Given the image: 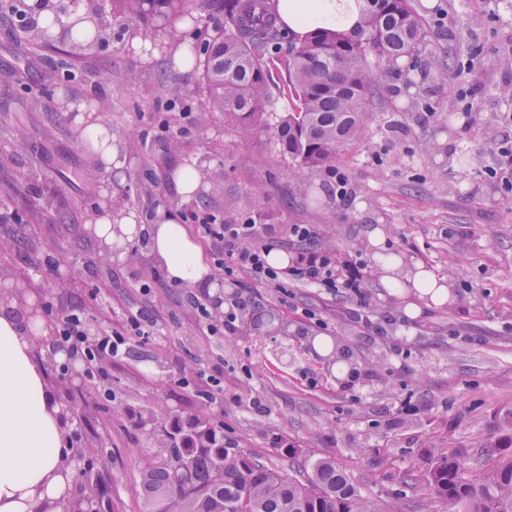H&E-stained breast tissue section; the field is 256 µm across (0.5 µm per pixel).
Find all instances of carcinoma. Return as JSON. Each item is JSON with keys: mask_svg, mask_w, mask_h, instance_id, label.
I'll return each mask as SVG.
<instances>
[{"mask_svg": "<svg viewBox=\"0 0 512 512\" xmlns=\"http://www.w3.org/2000/svg\"><path fill=\"white\" fill-rule=\"evenodd\" d=\"M113 19L141 34L165 27L177 41L196 9L222 18L216 35L203 42L193 64L201 71L206 112H222L243 132L263 129L283 154L301 168L333 169L340 150L365 134L369 97L399 75V60L420 64V73L448 80L456 60H437L427 51L426 19L415 0H362L360 21L351 30L319 29L288 47V81L278 92L293 107L274 117L271 66L278 58L284 27L277 0H104ZM21 0H0V20L15 19L18 44L27 59L42 58L48 33L29 37ZM90 36L66 41L59 62L76 79ZM160 451L143 458V496L153 512H398L382 510L362 496L336 463L315 458L304 478L286 476L250 456L217 430L202 413L171 428L151 429ZM478 479L465 477L468 453L451 447L433 458L426 487L444 512H512V436L494 444Z\"/></svg>", "mask_w": 512, "mask_h": 512, "instance_id": "cac0c4a2", "label": "carcinoma"}]
</instances>
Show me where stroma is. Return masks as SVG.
Here are the masks:
<instances>
[{
  "label": "stroma",
  "mask_w": 512,
  "mask_h": 512,
  "mask_svg": "<svg viewBox=\"0 0 512 512\" xmlns=\"http://www.w3.org/2000/svg\"><path fill=\"white\" fill-rule=\"evenodd\" d=\"M432 24L435 57L454 56L447 81H427L425 102L381 87L372 95L364 140L341 151L336 166L351 189L336 196L325 171H298L269 133L243 135L223 113L201 111L202 96L171 106L162 78L196 86L199 72L179 68L176 54L190 43L153 29L158 56L144 59L125 40L128 29L108 22L106 46L86 51L80 81L52 80L47 64L29 67L23 95L50 91L56 117L0 111L24 130L27 148L0 137V271L7 286L35 274L48 324L61 310L85 305L91 333L120 327L141 313L154 322L149 340L131 337L127 355L105 363L111 395L89 379L69 380L54 355V338L36 353L55 395L78 405L66 435L88 452L81 462L104 490L111 512H145L143 456L149 434L136 412L154 405L169 418L207 412L225 439L272 468L291 472L329 458L363 496L401 512H442L425 487L430 455L456 446L469 452L468 478L482 473L485 445L512 433V190L491 176L500 142L512 141V0H420ZM118 72L100 83L98 72ZM84 97L110 124L121 164L103 171L63 108ZM467 147L477 165L461 168L455 150ZM197 165L205 192L187 200L171 176ZM56 193L55 207L32 214L39 192ZM151 223L158 210L177 218L212 213L228 224L319 225L341 255L367 265V320L348 296L316 288H263L239 278L255 306L246 318L275 314L288 334L237 329L203 335L190 288L153 283L146 256L108 261L87 224L105 198ZM381 228L387 252L423 265L452 285L445 305L418 301L407 311L397 289L385 285L368 232ZM326 336L357 361L353 389L308 337ZM222 370L224 391L198 398L181 384L184 373Z\"/></svg>",
  "instance_id": "1"
}]
</instances>
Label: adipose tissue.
I'll list each match as a JSON object with an SVG mask.
<instances>
[{"mask_svg": "<svg viewBox=\"0 0 512 512\" xmlns=\"http://www.w3.org/2000/svg\"><path fill=\"white\" fill-rule=\"evenodd\" d=\"M282 22L304 35L323 25L354 28L360 12L356 0H279ZM96 238L105 253L126 255L147 241L152 264L177 286L210 288L214 270L201 243L186 225L165 211L141 224L124 214L96 221ZM388 282L440 305L451 295L446 279L422 267L405 270L396 255L377 254ZM36 318L22 326L0 313V512H63L69 478L62 473L73 448L65 435L61 407L34 361L37 336L47 335Z\"/></svg>", "mask_w": 512, "mask_h": 512, "instance_id": "adipose-tissue-1", "label": "adipose tissue"}]
</instances>
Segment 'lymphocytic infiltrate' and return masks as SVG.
Masks as SVG:
<instances>
[{
    "instance_id": "obj_1",
    "label": "lymphocytic infiltrate",
    "mask_w": 512,
    "mask_h": 512,
    "mask_svg": "<svg viewBox=\"0 0 512 512\" xmlns=\"http://www.w3.org/2000/svg\"><path fill=\"white\" fill-rule=\"evenodd\" d=\"M198 232L211 247L215 265L225 282L240 287V271H248L266 286L285 289L292 286L318 288L328 294H352L359 308L369 301L363 291L366 267L352 258H340L336 250L323 242L321 230L313 224H291L285 237L262 238L256 225L222 224L215 216L195 218ZM277 247L286 248L288 263L283 267L269 264L267 257ZM141 315L129 316L125 326L90 337L88 322L82 307L65 311L56 325V342L70 352L80 355L87 376L105 377L104 363L128 351L129 340L144 336Z\"/></svg>"
}]
</instances>
